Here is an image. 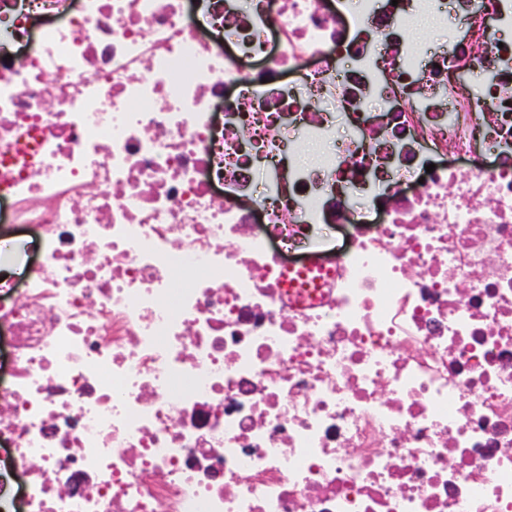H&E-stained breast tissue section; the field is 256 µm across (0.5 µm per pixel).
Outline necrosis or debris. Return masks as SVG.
Listing matches in <instances>:
<instances>
[{
  "instance_id": "4bbe7bcc",
  "label": "necrosis or debris",
  "mask_w": 512,
  "mask_h": 512,
  "mask_svg": "<svg viewBox=\"0 0 512 512\" xmlns=\"http://www.w3.org/2000/svg\"><path fill=\"white\" fill-rule=\"evenodd\" d=\"M448 5L0 0V512H512V0ZM411 34L418 44L420 50L425 53L439 48L448 42V38L454 29V21L448 14L447 25L434 27L425 19L415 20L411 24Z\"/></svg>"
}]
</instances>
